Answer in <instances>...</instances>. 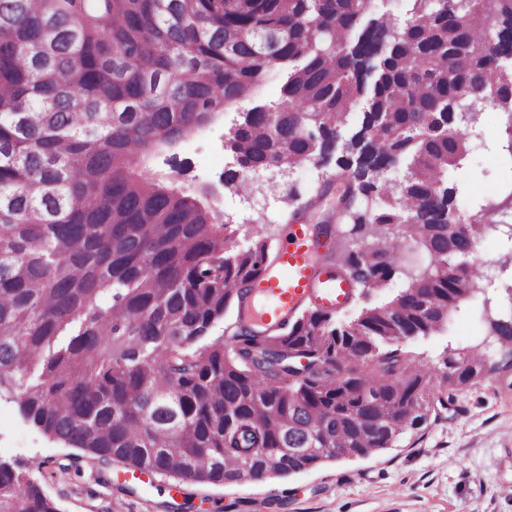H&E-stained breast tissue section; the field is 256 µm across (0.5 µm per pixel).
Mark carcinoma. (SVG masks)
<instances>
[{
  "label": "carcinoma",
  "instance_id": "cac0c4a2",
  "mask_svg": "<svg viewBox=\"0 0 512 512\" xmlns=\"http://www.w3.org/2000/svg\"><path fill=\"white\" fill-rule=\"evenodd\" d=\"M276 77L281 102L229 131L224 184L335 160L356 249L326 259L368 292L409 284L348 323L303 309L227 350L203 339L270 264L268 239L235 245L207 199L141 167ZM510 84L512 0H413L401 23L372 0H0V395L49 438L177 488L392 447L484 367L478 345L434 371L401 345L483 292L475 250L512 232L458 212L449 181L466 108ZM398 238L428 262L409 272L385 248ZM487 329L512 351V311ZM0 512L61 510L0 461Z\"/></svg>",
  "mask_w": 512,
  "mask_h": 512
}]
</instances>
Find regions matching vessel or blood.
I'll return each mask as SVG.
<instances>
[{
    "label": "vessel or blood",
    "instance_id": "obj_1",
    "mask_svg": "<svg viewBox=\"0 0 512 512\" xmlns=\"http://www.w3.org/2000/svg\"><path fill=\"white\" fill-rule=\"evenodd\" d=\"M323 241L309 225L293 224L277 260L265 267L240 301L242 321L261 333L288 321L306 302L333 312L344 306L357 285L323 262Z\"/></svg>",
    "mask_w": 512,
    "mask_h": 512
}]
</instances>
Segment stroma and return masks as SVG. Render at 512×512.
I'll return each instance as SVG.
<instances>
[{
    "label": "stroma",
    "instance_id": "obj_1",
    "mask_svg": "<svg viewBox=\"0 0 512 512\" xmlns=\"http://www.w3.org/2000/svg\"><path fill=\"white\" fill-rule=\"evenodd\" d=\"M240 112V106H226L212 122L208 140L192 149L181 143L173 152H162L152 161V170L192 195L208 186L214 207L231 222L241 245L261 234L272 249H279L288 229L287 194L292 188L312 195L320 183H327L326 195L304 221L314 227L335 224L334 164L298 167L284 179L264 172L254 176L246 191L225 186L224 174L235 162L224 136ZM501 132L492 106H485L470 133V149L451 174L463 212L478 211L480 192L512 182V164L491 147ZM502 306V301L488 304L476 297L449 327L405 340L403 349L431 366L461 343L482 344L488 358H496L498 343L486 334L485 315L487 309ZM0 459L23 470L40 465L38 477L62 512H166V483L121 491L116 467L47 438L6 397L0 399ZM508 485L512 381L494 374L457 392L451 410L430 416L421 429L401 434L393 447L372 456L341 457L306 472L244 485L192 483L177 501L181 512H512V494L504 492Z\"/></svg>",
    "mask_w": 512,
    "mask_h": 512
}]
</instances>
